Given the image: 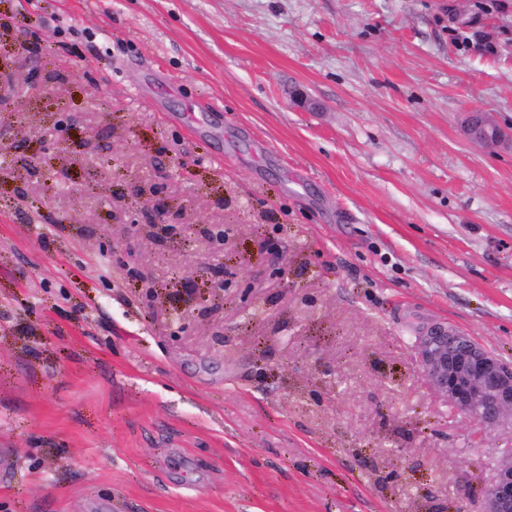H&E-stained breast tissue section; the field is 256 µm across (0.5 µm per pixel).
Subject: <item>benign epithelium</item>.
Wrapping results in <instances>:
<instances>
[{
    "label": "benign epithelium",
    "instance_id": "benign-epithelium-1",
    "mask_svg": "<svg viewBox=\"0 0 512 512\" xmlns=\"http://www.w3.org/2000/svg\"><path fill=\"white\" fill-rule=\"evenodd\" d=\"M0 61V112L12 105L18 90L13 77ZM498 128L486 121L474 122L469 134L481 145L502 140ZM153 223L169 221L167 202L149 201ZM415 353L419 367L432 389L442 395L464 419L473 422L486 436L504 425L512 426V363L486 349L454 327L432 322L414 330ZM482 512H512V453L501 455L493 476L481 489Z\"/></svg>",
    "mask_w": 512,
    "mask_h": 512
}]
</instances>
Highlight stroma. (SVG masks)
<instances>
[{
    "label": "stroma",
    "mask_w": 512,
    "mask_h": 512,
    "mask_svg": "<svg viewBox=\"0 0 512 512\" xmlns=\"http://www.w3.org/2000/svg\"><path fill=\"white\" fill-rule=\"evenodd\" d=\"M28 55L0 512H480L512 429L480 443L413 336L512 363V0H0Z\"/></svg>",
    "instance_id": "35a3bbf8"
}]
</instances>
